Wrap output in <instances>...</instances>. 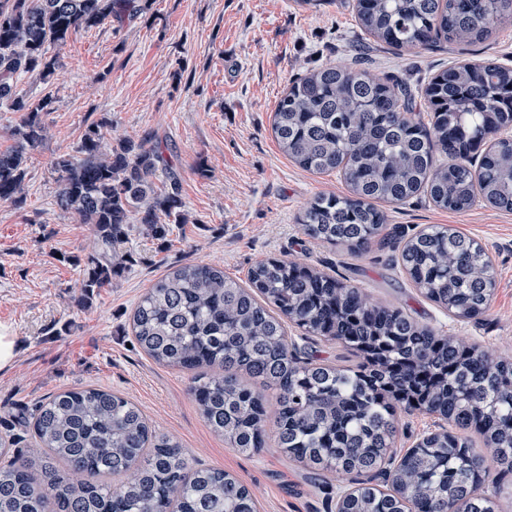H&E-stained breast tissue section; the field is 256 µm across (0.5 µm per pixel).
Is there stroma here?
Wrapping results in <instances>:
<instances>
[{
  "label": "stroma",
  "mask_w": 512,
  "mask_h": 512,
  "mask_svg": "<svg viewBox=\"0 0 512 512\" xmlns=\"http://www.w3.org/2000/svg\"><path fill=\"white\" fill-rule=\"evenodd\" d=\"M130 18L79 31L50 49L53 73L24 72L17 88L51 98L47 133L32 151L22 206L0 204V327L18 356L0 370V430L16 410L74 387L118 392L203 467L236 475L261 512H336L353 474L315 480L275 447L246 454L215 435L190 392L188 372L160 365L133 345L130 316L152 283L186 263L212 264L244 282L267 258L330 267L377 302L395 304L419 324L512 360V211L480 201L456 212L424 195L388 207L405 230L444 224L485 245L496 288L486 312L459 322L425 299L372 243L359 254L306 236L298 222L319 194L347 191L338 173H314L280 150L271 129L276 105L295 78L329 64L360 62L420 93L440 70L496 59L512 67V21L473 45L397 51L359 26L354 0H139ZM109 140L152 136L175 170L185 217L169 219L166 239L132 224L127 266L88 308L77 307L91 230L58 210L57 157L75 154L88 126Z\"/></svg>",
  "instance_id": "stroma-1"
}]
</instances>
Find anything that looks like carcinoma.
Wrapping results in <instances>:
<instances>
[{"instance_id": "carcinoma-1", "label": "carcinoma", "mask_w": 512, "mask_h": 512, "mask_svg": "<svg viewBox=\"0 0 512 512\" xmlns=\"http://www.w3.org/2000/svg\"><path fill=\"white\" fill-rule=\"evenodd\" d=\"M361 27L394 50L444 39L485 40L512 20V0H356ZM140 11L136 0H0V104L21 113L15 144L0 152V203L23 204L28 155L44 138L51 101L17 90L21 71L51 73L49 48L81 28ZM433 113L427 125L421 113ZM512 68L487 59L435 75L420 98L381 73L352 65L313 69L280 98L272 130L299 166L338 171L344 196L321 195L305 209L304 233L356 252L380 238V203L421 193L462 211L481 199L512 211ZM102 125L89 126L76 156L55 160L56 206L93 228L81 304L112 285L127 256L131 224L163 239L160 215L184 207L178 178L155 183L163 163L151 138L102 152ZM397 262L414 287L448 316L471 320L495 290L488 249L443 225L395 231ZM309 340L338 341L353 367L303 357L287 323ZM131 328L156 362L180 370L212 367L190 391L213 432L242 452L275 441L314 472L387 475L360 480L338 512H499L480 434L501 472L512 473V362L490 349L418 325L395 305L375 303L345 279L287 259L256 263L241 284L208 264L159 277L137 302ZM437 414L448 428L399 454L401 415ZM14 421L34 442L0 433V512H259L236 476L195 465L173 437L156 430L119 393L77 387L52 394ZM118 477L120 481H109Z\"/></svg>"}]
</instances>
